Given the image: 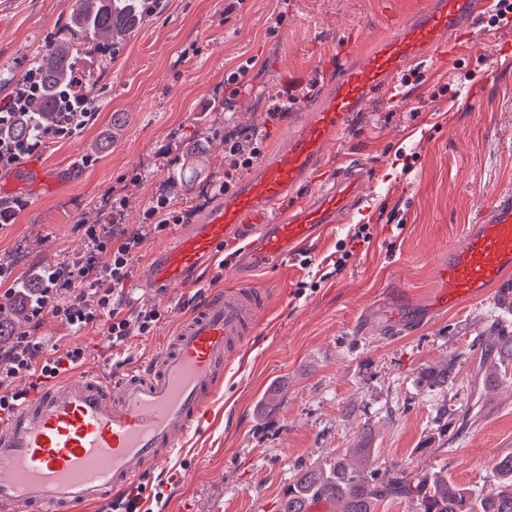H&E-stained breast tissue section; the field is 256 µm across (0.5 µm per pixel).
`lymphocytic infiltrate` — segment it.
Returning a JSON list of instances; mask_svg holds the SVG:
<instances>
[{
  "label": "lymphocytic infiltrate",
  "instance_id": "1",
  "mask_svg": "<svg viewBox=\"0 0 512 512\" xmlns=\"http://www.w3.org/2000/svg\"><path fill=\"white\" fill-rule=\"evenodd\" d=\"M224 151L228 167L218 186L222 193L230 190L241 172L252 167L261 154V143L253 136H228ZM127 205L125 198L113 199L107 225L89 226V249L84 256L34 274L24 287H8L11 269L0 259V282L7 286L6 298L21 304L31 316L51 314L72 334L96 327L103 320L108 335L119 343L131 336L150 335L161 317L158 305L124 311V300L117 297L116 290L130 278L132 262L140 256L150 234L181 223L182 217L171 197L160 195L145 208L140 229L116 230ZM103 252L111 254L109 264H98L97 256ZM86 357L81 346L66 341L48 346L27 330L9 337L7 345L0 347V418L12 414L29 395L28 390L14 389L16 379H49L65 367L82 364Z\"/></svg>",
  "mask_w": 512,
  "mask_h": 512
}]
</instances>
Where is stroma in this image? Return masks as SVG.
I'll use <instances>...</instances> for the list:
<instances>
[{
    "instance_id": "stroma-1",
    "label": "stroma",
    "mask_w": 512,
    "mask_h": 512,
    "mask_svg": "<svg viewBox=\"0 0 512 512\" xmlns=\"http://www.w3.org/2000/svg\"><path fill=\"white\" fill-rule=\"evenodd\" d=\"M422 2L244 0L229 13L225 0H161L110 55L82 53V67L99 78L97 117L38 152L58 185L22 192L26 208L0 223V256L21 279L83 254L86 229L106 223L112 195L128 199L129 230L163 192L176 209L200 214L217 200L225 134L258 135L266 151L280 144L347 38L370 44ZM71 9L72 0H0V105L63 36ZM495 16L486 12L452 57L407 66L389 98L371 100L329 150L319 182L342 161L366 165L373 181L321 243L255 277L274 298L275 319L262 321L245 362L227 372L217 422L188 462L191 477L154 474L149 512H277L296 473L329 462L363 428L379 469L440 471L477 494L494 488V463L512 455V379L485 380L496 358L484 346L496 328L512 332V306L498 285L446 313H428L427 304L434 255L475 223L492 192L512 187V10L508 24ZM248 60L246 84L230 95L227 76ZM294 77L304 80L298 102L278 111ZM117 112L124 126L112 140ZM189 143L201 146L192 168L182 154ZM356 224L368 225V239L352 241ZM182 230L152 235L125 285L131 306L159 304L154 333L116 345L100 324L72 336L90 352L87 370L111 375L148 361L189 303L230 281L212 263L169 299L144 288L155 252ZM384 310L402 316L405 330L392 332ZM449 362L454 379L430 387V371ZM443 406L448 415L437 416ZM470 406L476 414L461 425L453 412Z\"/></svg>"
}]
</instances>
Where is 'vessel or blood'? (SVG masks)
Wrapping results in <instances>:
<instances>
[{"label": "vessel or blood", "instance_id": "obj_1", "mask_svg": "<svg viewBox=\"0 0 512 512\" xmlns=\"http://www.w3.org/2000/svg\"><path fill=\"white\" fill-rule=\"evenodd\" d=\"M491 0H426L408 21L369 50L338 62L335 78L309 105L308 118L282 146L210 209L174 245L158 252L147 283L158 299L187 285L224 246L238 247L231 286L208 293L178 323L146 365L111 379L74 367L48 383L0 423V512H146L127 508L131 490L186 455V440L210 419L224 373L248 348L270 295L254 275L292 261L350 213L369 181L366 168L337 171L302 197L329 147L372 95L390 91L410 63L444 53L471 31ZM291 202L287 216L274 210ZM512 271V190L486 201L476 224L436 257L432 306L447 310L484 292Z\"/></svg>", "mask_w": 512, "mask_h": 512}]
</instances>
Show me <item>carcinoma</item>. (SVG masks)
<instances>
[{
	"label": "carcinoma",
	"instance_id": "obj_1",
	"mask_svg": "<svg viewBox=\"0 0 512 512\" xmlns=\"http://www.w3.org/2000/svg\"><path fill=\"white\" fill-rule=\"evenodd\" d=\"M158 5L159 0H75L70 27L75 36L84 34L97 40L106 35L115 45ZM38 61L45 83L13 130L19 139L32 140L62 120L56 107L62 91L74 92L77 112L91 109L96 97L97 79L82 77L73 42L53 43ZM495 349L499 367L508 371L512 366V333H499ZM372 456L368 433L362 430L354 448L319 469L296 474L278 512H309L316 502L329 505L331 512H375L377 503L387 498L413 502L417 512H512V455L494 465L499 481L480 497L447 478L415 477L394 468L382 473L372 467Z\"/></svg>",
	"mask_w": 512,
	"mask_h": 512
}]
</instances>
